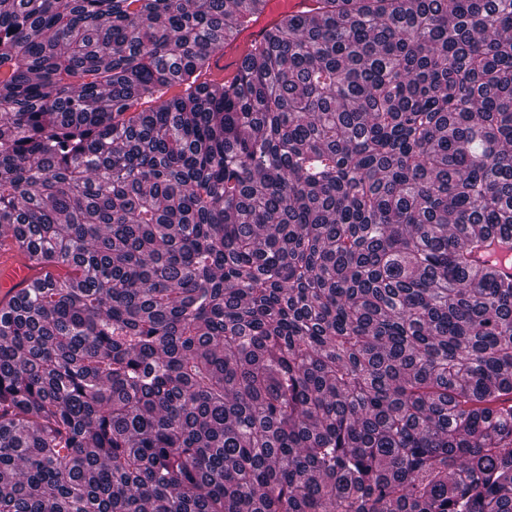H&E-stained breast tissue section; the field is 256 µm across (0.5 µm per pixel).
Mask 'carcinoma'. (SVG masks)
<instances>
[{
  "instance_id": "obj_1",
  "label": "carcinoma",
  "mask_w": 512,
  "mask_h": 512,
  "mask_svg": "<svg viewBox=\"0 0 512 512\" xmlns=\"http://www.w3.org/2000/svg\"><path fill=\"white\" fill-rule=\"evenodd\" d=\"M263 2L0 0V512H512V0ZM313 0H267L258 22L241 35L233 47L226 50L221 47L212 57L209 71L203 76L207 81H224V76L230 73H238L248 49V42H254L261 38L262 32L269 23L277 20L282 14H303L304 10L313 7ZM225 66H228L224 69ZM0 270L4 273V281L0 290L1 299L11 292L8 298L0 304V309L8 299L23 288H35L43 279V274L34 261L27 255L16 250L11 239H0Z\"/></svg>"
}]
</instances>
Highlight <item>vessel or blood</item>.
<instances>
[{
	"instance_id": "1",
	"label": "vessel or blood",
	"mask_w": 512,
	"mask_h": 512,
	"mask_svg": "<svg viewBox=\"0 0 512 512\" xmlns=\"http://www.w3.org/2000/svg\"><path fill=\"white\" fill-rule=\"evenodd\" d=\"M312 6V0H266L257 23L245 31L233 47L213 55L206 80L220 81L227 73L238 72L248 53V43L260 39L269 23L282 14H300ZM42 278L38 264L17 251L12 240L0 239V291L15 293L24 288H33Z\"/></svg>"
}]
</instances>
